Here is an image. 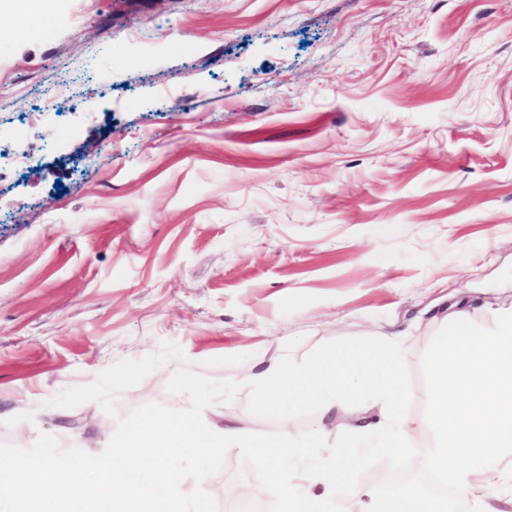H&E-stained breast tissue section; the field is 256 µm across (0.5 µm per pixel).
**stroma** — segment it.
Masks as SVG:
<instances>
[{"label":"stroma","instance_id":"1","mask_svg":"<svg viewBox=\"0 0 512 512\" xmlns=\"http://www.w3.org/2000/svg\"><path fill=\"white\" fill-rule=\"evenodd\" d=\"M54 10L0 43V148L38 161L0 171V464L89 456L156 417L305 437L325 407L265 400L254 375L389 331L425 415L448 305L480 331L512 300V0ZM434 442L361 445L312 491L347 512ZM176 466L211 512L242 487L277 508L251 449Z\"/></svg>","mask_w":512,"mask_h":512}]
</instances>
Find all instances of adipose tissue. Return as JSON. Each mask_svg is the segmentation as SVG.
Segmentation results:
<instances>
[{"label": "adipose tissue", "instance_id": "1", "mask_svg": "<svg viewBox=\"0 0 512 512\" xmlns=\"http://www.w3.org/2000/svg\"><path fill=\"white\" fill-rule=\"evenodd\" d=\"M470 322L468 310L454 304L445 319V338L431 357L424 417L405 411L400 338L393 334L371 353L352 343L307 365L277 362L263 372L267 396L288 402L304 395L333 408L331 428L305 439L286 429L268 441L245 425L219 432L198 417L178 418L160 434L152 419L93 458L62 464L46 451L18 458L0 471V492L10 496L11 512H43L40 491L52 482L59 486L53 512H71L74 490L86 484L110 512H206V498L173 461L253 448L279 495L276 512H321L322 500L307 481L285 482L280 459L322 455L326 472L337 482L360 431L402 454L418 429L431 428L438 443L428 448L424 467L432 486H404L386 497L365 490L353 498L349 512H447L442 489L449 485L481 505V512H501L486 489L512 479V304L497 306L492 325L481 334L473 333ZM368 404L377 414H363L362 425H354L356 407Z\"/></svg>", "mask_w": 512, "mask_h": 512}]
</instances>
